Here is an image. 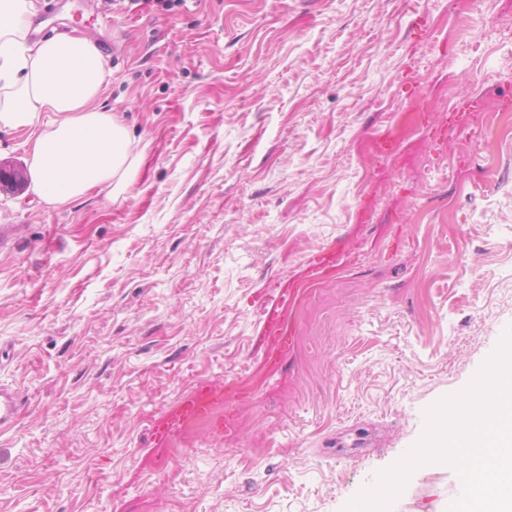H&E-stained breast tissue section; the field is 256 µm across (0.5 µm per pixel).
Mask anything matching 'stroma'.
Instances as JSON below:
<instances>
[{"label": "stroma", "mask_w": 512, "mask_h": 512, "mask_svg": "<svg viewBox=\"0 0 512 512\" xmlns=\"http://www.w3.org/2000/svg\"><path fill=\"white\" fill-rule=\"evenodd\" d=\"M511 23L512 0H38L30 38L96 40L144 158L116 200L0 191V512H342L403 457L512 327ZM204 383L234 430L169 475L151 420ZM456 491L418 468L390 512ZM293 299V293L281 288L277 295L268 298L264 303L263 336L268 348L272 351L270 370H276L281 357L288 351V336L284 328L285 314ZM18 413L16 393L0 386V430L10 428L17 420Z\"/></svg>", "instance_id": "1"}]
</instances>
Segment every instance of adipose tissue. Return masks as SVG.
Listing matches in <instances>:
<instances>
[{"label": "adipose tissue", "instance_id": "obj_1", "mask_svg": "<svg viewBox=\"0 0 512 512\" xmlns=\"http://www.w3.org/2000/svg\"><path fill=\"white\" fill-rule=\"evenodd\" d=\"M35 0H0V125L34 128L33 191L61 205L100 188L121 193L141 156L128 129L97 104L108 78L90 37L29 40Z\"/></svg>", "mask_w": 512, "mask_h": 512}]
</instances>
